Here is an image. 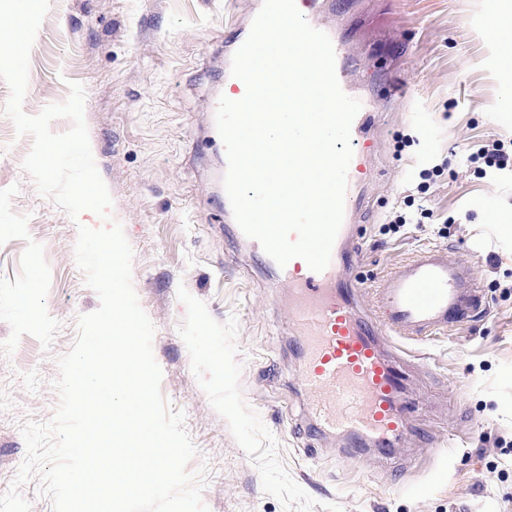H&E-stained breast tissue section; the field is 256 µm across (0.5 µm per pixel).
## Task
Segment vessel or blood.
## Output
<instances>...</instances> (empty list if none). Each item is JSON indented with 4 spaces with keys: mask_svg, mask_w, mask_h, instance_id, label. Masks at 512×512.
Segmentation results:
<instances>
[{
    "mask_svg": "<svg viewBox=\"0 0 512 512\" xmlns=\"http://www.w3.org/2000/svg\"><path fill=\"white\" fill-rule=\"evenodd\" d=\"M361 108L351 125L344 218L329 265L312 271L300 258L279 271L289 294L288 327L302 340L299 386L306 416L323 434L343 437L346 457L391 454L412 432L400 396L406 378L392 353L395 338L422 342L460 329L484 313L487 302L474 264L446 250H418L381 279L371 314L360 312L361 283L343 273L357 259L350 247L352 221L362 209L358 187L373 156L362 130L372 124Z\"/></svg>",
    "mask_w": 512,
    "mask_h": 512,
    "instance_id": "1",
    "label": "vessel or blood"
}]
</instances>
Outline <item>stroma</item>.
Returning a JSON list of instances; mask_svg holds the SVG:
<instances>
[{"mask_svg": "<svg viewBox=\"0 0 512 512\" xmlns=\"http://www.w3.org/2000/svg\"><path fill=\"white\" fill-rule=\"evenodd\" d=\"M262 4L51 0L30 53L28 114L64 101L67 81L85 87L110 215L156 328L160 390L197 448L187 469L207 471L210 512H512V174L483 178L468 161L512 144L480 35L486 0H336L316 16L361 57L350 80L379 114L346 279L372 281L434 246L475 262L489 303L464 330L399 347L416 437L391 462L341 458L342 439L308 426L288 291L215 198L224 155L207 140L213 106ZM31 147L0 112V494L26 455L22 424L53 415L78 316L100 305L75 261V222L22 168ZM415 201L433 217L385 232Z\"/></svg>", "mask_w": 512, "mask_h": 512, "instance_id": "35a3bbf8", "label": "stroma"}]
</instances>
